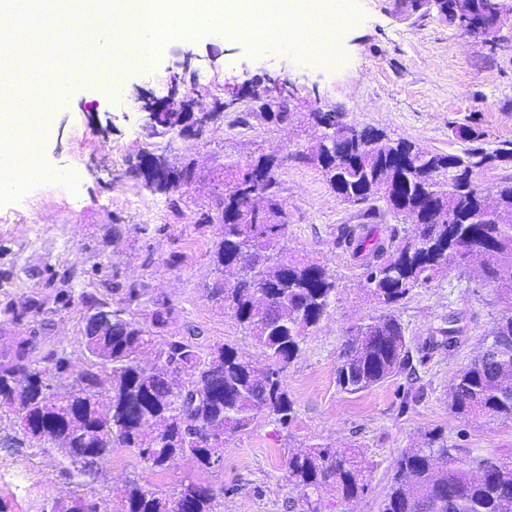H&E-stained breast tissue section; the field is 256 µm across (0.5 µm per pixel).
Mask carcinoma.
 I'll return each instance as SVG.
<instances>
[{"label": "carcinoma", "mask_w": 512, "mask_h": 512, "mask_svg": "<svg viewBox=\"0 0 512 512\" xmlns=\"http://www.w3.org/2000/svg\"><path fill=\"white\" fill-rule=\"evenodd\" d=\"M351 136L329 147L314 138L307 154L334 192L354 195L364 203L381 198L386 211L414 218L411 229L389 228L382 238L376 224L343 229L340 242L361 261L365 287L384 304L405 299L449 269L479 260L480 283L512 296V181L486 187L477 171L492 162L512 160V143L492 152L482 147L442 153L406 140H392L382 130L350 125ZM453 135L474 143L483 132L469 125ZM280 163L260 156L228 169L231 186L224 192V223L212 254L217 278L212 297L224 302L271 361L261 369L238 349L222 344L207 353L193 342L162 338L169 309L151 313L150 325L134 318L144 289L112 283L106 292L120 296L123 306L80 294L83 306L112 317L101 329L103 342L82 340L86 368L65 392L52 378L66 374L70 357L52 349L39 354L34 336H11L0 344V415L15 418L19 443L50 444L81 475L94 478L98 460L116 448H133L155 470L178 458L202 469L221 461L224 444L206 447L207 428L221 426L229 436L246 431L256 415L266 412L282 427L294 418V407L281 373L300 351L307 328L329 314L338 288L328 265L298 262L283 256L288 216L276 195ZM449 167V179L438 170ZM439 204L456 218L442 223L422 213ZM266 215L263 224H232V216ZM17 321L28 313H45L44 301L28 296L0 311ZM339 355L336 383L348 392L361 391L400 374L410 366L404 328L388 313L360 326ZM154 355V372L145 374L141 356ZM181 378L168 383L167 368ZM112 395L108 406L98 399ZM453 415L463 419L512 422V313H504L482 351L454 376L450 385ZM191 419L195 429L184 421ZM382 512H512V460L465 455L448 440L431 435L423 445L401 454ZM288 482L302 498L325 490L351 502L364 492L365 474L356 454L346 448L312 446L290 456ZM216 496L189 482L172 495L136 482L117 498L122 512H216ZM41 512H101L85 495L56 499Z\"/></svg>", "instance_id": "1"}]
</instances>
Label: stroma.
<instances>
[{
  "mask_svg": "<svg viewBox=\"0 0 512 512\" xmlns=\"http://www.w3.org/2000/svg\"><path fill=\"white\" fill-rule=\"evenodd\" d=\"M343 3L352 19L336 42L340 67L308 51L298 56L204 30L168 40L148 67L121 68L111 92L93 77L69 81L67 62L49 63L50 90L44 74L24 72V96L50 100V119L32 136L39 175L19 192L0 188V309L65 286L99 295L106 283L136 282L145 290L135 312L140 322L169 308L164 336L206 351L225 343L266 366L248 330L208 290L224 218V169L261 155L282 160L276 192L290 224L287 255L328 261L338 288L328 316L310 329L282 374L295 409L288 427L257 415L244 433L227 437L220 464L208 470L180 459L155 471L121 448L99 461L90 482L66 477L69 463L57 449L0 447V512H36L38 501L79 493L97 495L102 512H113L130 481L167 495L190 481L211 486L216 512H381L396 459L426 433L512 458V422L461 420L448 406L452 377L482 349L507 300L489 286L467 289L468 274L451 270L397 305L377 303L362 267L338 243L341 227L367 223L368 204L341 202L319 171L297 157L312 143L309 113L317 106L446 153L463 147L452 134L459 125L479 128L485 150L511 143L512 28L491 43L436 13L412 10L410 0ZM272 80L285 82L292 96L290 124L268 123L245 100L225 106V87ZM60 85L65 101L58 105ZM149 101L186 102L211 119L196 137L156 135L144 123ZM144 153L173 170L190 167V180L166 193L154 190L134 171ZM68 270L74 277L67 281ZM86 313L74 302L50 317L25 315L16 325L0 313V334L34 333L42 349L66 348L71 371L54 381L65 388L87 364L81 345ZM387 313L404 328L414 374L359 393L341 391L336 366L345 341L361 322ZM451 322L459 334L447 349L439 344L440 331ZM315 444L357 453L368 484L364 494L348 504L326 492L312 507L301 499L288 483L286 464L292 453Z\"/></svg>",
  "mask_w": 512,
  "mask_h": 512,
  "instance_id": "stroma-1",
  "label": "stroma"
}]
</instances>
